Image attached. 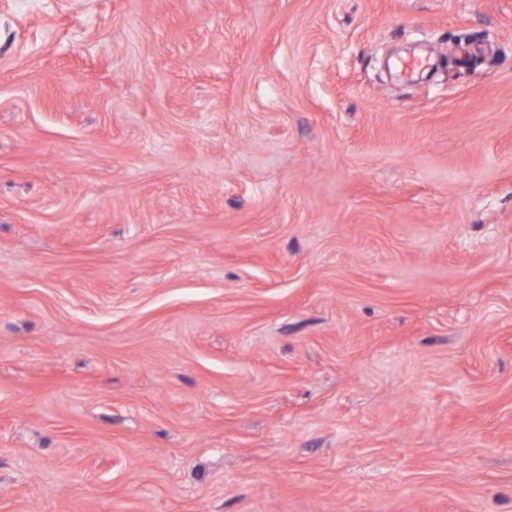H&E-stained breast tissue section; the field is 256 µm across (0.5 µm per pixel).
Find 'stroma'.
<instances>
[{
  "instance_id": "1",
  "label": "stroma",
  "mask_w": 512,
  "mask_h": 512,
  "mask_svg": "<svg viewBox=\"0 0 512 512\" xmlns=\"http://www.w3.org/2000/svg\"><path fill=\"white\" fill-rule=\"evenodd\" d=\"M0 512H512V0H0Z\"/></svg>"
}]
</instances>
